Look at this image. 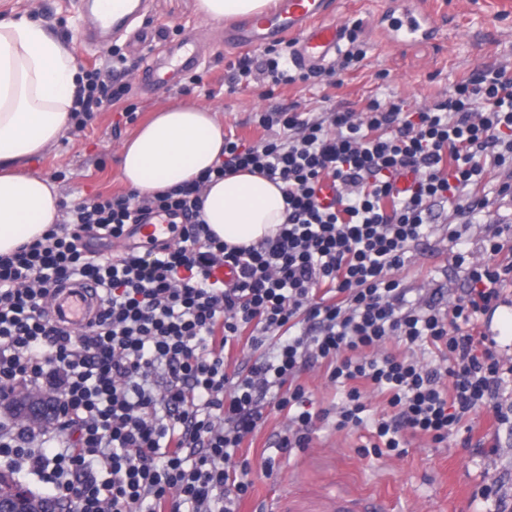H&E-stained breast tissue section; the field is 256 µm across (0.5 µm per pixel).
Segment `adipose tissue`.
<instances>
[{
	"instance_id": "adipose-tissue-1",
	"label": "adipose tissue",
	"mask_w": 512,
	"mask_h": 512,
	"mask_svg": "<svg viewBox=\"0 0 512 512\" xmlns=\"http://www.w3.org/2000/svg\"><path fill=\"white\" fill-rule=\"evenodd\" d=\"M80 91L67 45L27 15L0 16V255L41 237L58 220L60 184L24 173L70 122ZM224 158L217 109L182 100L161 107L124 141L119 179L154 192L196 179ZM201 217L231 246L275 236L287 216L282 183L246 170L206 183Z\"/></svg>"
}]
</instances>
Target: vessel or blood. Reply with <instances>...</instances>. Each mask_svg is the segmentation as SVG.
<instances>
[{"label":"vessel or blood","instance_id":"b4317fda","mask_svg":"<svg viewBox=\"0 0 512 512\" xmlns=\"http://www.w3.org/2000/svg\"><path fill=\"white\" fill-rule=\"evenodd\" d=\"M335 0H279L278 6L242 25L225 29V45L257 48L295 35L290 46L294 63L303 69H322L333 60L346 37L344 24L334 20ZM138 0H90L87 23L96 29L127 28L142 11ZM437 27L434 17L419 19L404 14L397 23L401 39L425 38ZM181 55H170L167 65L184 72L196 68L198 55L191 42H183ZM169 218H158L138 226L135 240L149 244L171 237ZM97 296L93 284L61 286L53 299L49 315L62 328L75 331L86 326L94 317L93 304ZM266 512H390L386 502L352 492L315 490L299 496L281 495L270 500Z\"/></svg>","mask_w":512,"mask_h":512}]
</instances>
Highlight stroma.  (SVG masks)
I'll return each mask as SVG.
<instances>
[{
    "label": "stroma",
    "mask_w": 512,
    "mask_h": 512,
    "mask_svg": "<svg viewBox=\"0 0 512 512\" xmlns=\"http://www.w3.org/2000/svg\"><path fill=\"white\" fill-rule=\"evenodd\" d=\"M339 22H359L358 40L366 56L347 71L341 84L323 80L309 86L276 87L266 96L263 81L252 82L243 91L228 93V65L243 57L241 49L225 45L222 24L201 16L195 0H148L136 27L149 33L145 44L130 46L127 37L98 42L95 30L81 26L77 0H0V15L30 14L58 34L69 46L81 76L105 68L107 52L118 49L130 66L123 80L130 92L116 103L95 113L79 133L65 130L54 150L29 160L28 173L54 178L64 173L65 197L74 204L88 196H109L126 190L118 178V144L133 134L137 122L147 120L160 106L192 98L219 109L224 115V133L244 142L264 137L262 128L251 122L253 112L279 104H295L304 112L327 108L364 111L372 98L403 103L406 110L418 109L481 71L504 69L512 73V0H428L429 10L442 22L433 40L397 48L383 40L382 17L390 0H337ZM191 37L202 60L200 87L183 92L179 84L147 89L142 68L150 47L175 44ZM135 106L136 123H123L127 106ZM506 174L488 168L478 197L481 209L449 211L446 223L433 225L427 238L415 246L409 263L396 274L403 288L415 295L439 289L440 302L455 300L466 286L467 270L455 261L458 252L476 253L484 247L488 228L505 226L501 262H512V195L499 196ZM461 233L448 237L447 224ZM300 381L312 395L317 408L328 411L327 420L313 434L309 447L285 454L274 443L285 425L283 415L270 413L262 428L247 439L242 451L253 469V488L241 502L240 512H259L267 492L323 488H352L372 495L391 497L395 512H495L493 501L478 498L479 488L489 482L512 499V427L495 426L491 414L480 413L476 434H489L487 452L450 443L437 448L424 437L410 438L404 454H362L369 439L367 430L335 428L334 411L343 396L342 387L328 381L324 369L304 373ZM273 458L271 475H264L266 458Z\"/></svg>",
    "instance_id": "1"
}]
</instances>
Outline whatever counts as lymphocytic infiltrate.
<instances>
[{
	"mask_svg": "<svg viewBox=\"0 0 512 512\" xmlns=\"http://www.w3.org/2000/svg\"><path fill=\"white\" fill-rule=\"evenodd\" d=\"M231 69L232 93L258 75L272 86L312 78L274 45ZM128 91L96 75L74 102L77 130ZM252 121L266 138L225 139L214 173L247 169L283 183L288 215L275 237L231 248L212 235L200 179L83 199L0 256V402L13 387L49 389L62 443L44 452L45 433L0 421V457L41 476L67 512H238L253 487L249 459L237 456L243 442L273 409L287 419L279 448L308 447L326 413L300 377L322 366L347 387L337 429L370 427L375 455L403 454L412 435L440 447L487 443L460 431L512 378V357L475 330L512 275L498 260L502 244L487 239L463 296L445 306L431 293L408 299L395 273L426 237L434 206L459 207L488 167L512 170V76L484 71L411 112L374 99L363 112L272 107ZM408 173L411 185L398 188ZM326 183L337 192L329 207L317 199ZM178 214L187 223L174 242L143 253L80 242L85 231L122 241L131 225ZM224 265L235 271L228 283L212 276ZM71 279L100 287L98 314L78 332L46 313ZM245 333L271 350L227 372L224 351ZM391 342L407 354L387 351ZM372 393L391 413L370 423Z\"/></svg>",
	"mask_w": 512,
	"mask_h": 512,
	"instance_id": "f902f5d3",
	"label": "lymphocytic infiltrate"
}]
</instances>
